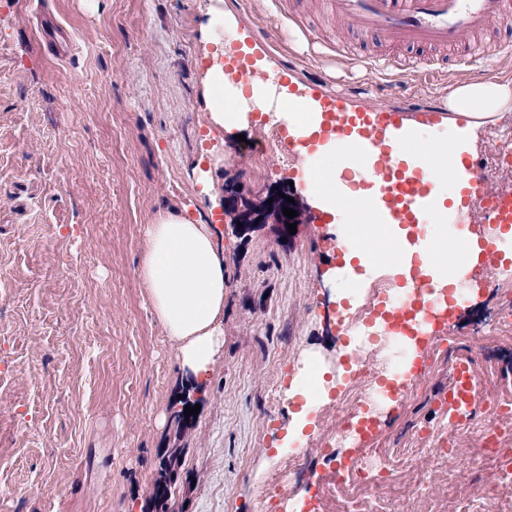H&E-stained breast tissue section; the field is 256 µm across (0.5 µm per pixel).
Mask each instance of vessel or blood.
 <instances>
[{
	"instance_id": "b4317fda",
	"label": "vessel or blood",
	"mask_w": 512,
	"mask_h": 512,
	"mask_svg": "<svg viewBox=\"0 0 512 512\" xmlns=\"http://www.w3.org/2000/svg\"><path fill=\"white\" fill-rule=\"evenodd\" d=\"M324 18L355 26L375 41L393 47L385 58L369 60V67L398 77L409 74L430 80L439 62H454L469 68L474 62L499 57L512 60V51L502 42L487 39L491 25L512 11V0H322ZM280 38L277 31L253 27L224 54V74L239 79L260 72L262 56L256 45L272 46ZM420 53L404 59L405 48ZM279 84L288 103L303 112H319L324 117L323 136H335L351 156L340 179L346 196L355 197L364 211L379 224H425L434 211L436 188L429 176L427 158L416 145L438 126L442 105L436 101L405 102L396 108L387 104L351 105L348 96L324 90L321 84L297 81L295 71L280 69ZM373 149L362 152L363 144ZM460 164L466 174L461 201L452 211L456 224L481 220L485 224L512 225V192L495 191L490 186L491 171L479 155L464 151ZM478 378L473 358L457 359L450 387L436 403L447 413L458 404L474 406Z\"/></svg>"
}]
</instances>
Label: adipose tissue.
<instances>
[{
    "mask_svg": "<svg viewBox=\"0 0 512 512\" xmlns=\"http://www.w3.org/2000/svg\"><path fill=\"white\" fill-rule=\"evenodd\" d=\"M204 31L205 44L211 45V65L203 78V97L214 126L226 130H246L248 112L253 107L271 109L275 93L272 81L254 80V94L244 99L224 77L221 59L224 49L216 34L224 25V13L213 8ZM448 132L428 139L435 155L430 165L437 186V203L452 198L463 185V173L455 156L461 145H474L479 129L488 127L512 111V82L485 80L458 83L448 88ZM344 164V149L335 140L319 145L314 154L301 161L304 195L309 204L328 217L350 213V206H339V174ZM393 240L403 257L412 253L442 254L441 265L424 268L439 287L471 288L469 275L486 247H494L504 258L512 259V228L495 230L485 237L462 227L454 232H427L411 237L409 228L382 224L371 228L336 227V246L343 253L338 271L341 278L355 282L356 266L371 268L380 260L369 241L371 235ZM138 273L150 297L157 321L175 347L177 360L191 392H199L224 345V289L227 285L224 250L220 232L211 220L196 217L187 209H168L157 214L147 229Z\"/></svg>",
    "mask_w": 512,
    "mask_h": 512,
    "instance_id": "adipose-tissue-1",
    "label": "adipose tissue"
}]
</instances>
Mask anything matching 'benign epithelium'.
<instances>
[{"label": "benign epithelium", "instance_id": "obj_1", "mask_svg": "<svg viewBox=\"0 0 512 512\" xmlns=\"http://www.w3.org/2000/svg\"><path fill=\"white\" fill-rule=\"evenodd\" d=\"M281 192L292 197L294 202L290 203L280 197ZM270 198L273 199L271 204L267 203ZM285 207L297 211V216L289 218L284 215ZM224 216L229 219V224L239 236H247L269 224L275 235L283 241L297 238V235L290 234L288 224L294 223L299 228L313 223L311 210L291 187L283 184L246 191L236 178L224 183Z\"/></svg>", "mask_w": 512, "mask_h": 512}]
</instances>
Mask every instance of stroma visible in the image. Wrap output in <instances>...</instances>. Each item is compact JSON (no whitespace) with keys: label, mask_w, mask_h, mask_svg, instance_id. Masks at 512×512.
Here are the masks:
<instances>
[{"label":"stroma","mask_w":512,"mask_h":512,"mask_svg":"<svg viewBox=\"0 0 512 512\" xmlns=\"http://www.w3.org/2000/svg\"><path fill=\"white\" fill-rule=\"evenodd\" d=\"M218 1L235 31L274 22L269 0H0V512H142L164 450L177 444L176 512H266L256 490L276 481L282 505L318 492L328 512H342L318 452L326 431L307 427L313 453L296 482L283 472V443L296 410L286 391L309 352L343 364L337 297L351 285L331 276L339 261L328 222L302 226L288 245L266 229L238 236L222 220L228 179L303 186L296 154L251 172V143L278 124L251 113L238 140L210 120L202 28ZM50 20L72 38L65 58L48 50ZM319 29L344 43L342 62L319 60L320 45L302 34L270 60L329 90L361 88L359 104L393 103L376 92L384 76L362 62L381 46L343 24ZM182 205L220 218L228 283L224 347L179 440L178 361L137 270L157 212ZM497 272L512 289V260ZM501 288L480 286L449 317L426 352V380L384 407L368 447L395 458L416 431H446L434 401L458 357L479 362L476 412L512 399V336L493 329ZM421 481L447 501V468L405 472L389 491L396 512H428Z\"/></svg>","instance_id":"35a3bbf8"}]
</instances>
